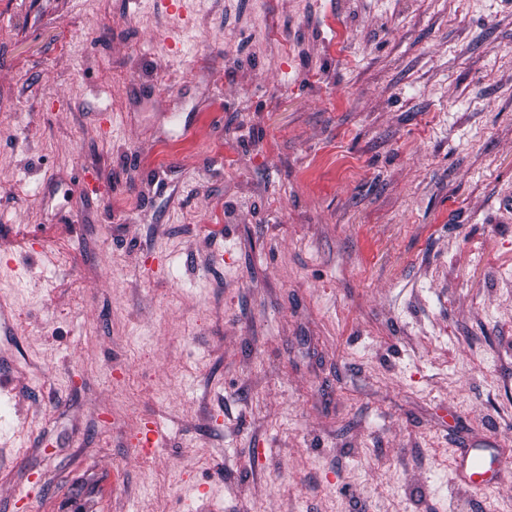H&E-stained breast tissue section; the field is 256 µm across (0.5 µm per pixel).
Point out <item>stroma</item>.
Listing matches in <instances>:
<instances>
[{
	"instance_id": "obj_1",
	"label": "stroma",
	"mask_w": 512,
	"mask_h": 512,
	"mask_svg": "<svg viewBox=\"0 0 512 512\" xmlns=\"http://www.w3.org/2000/svg\"><path fill=\"white\" fill-rule=\"evenodd\" d=\"M467 448L512 0H0V512H512Z\"/></svg>"
}]
</instances>
